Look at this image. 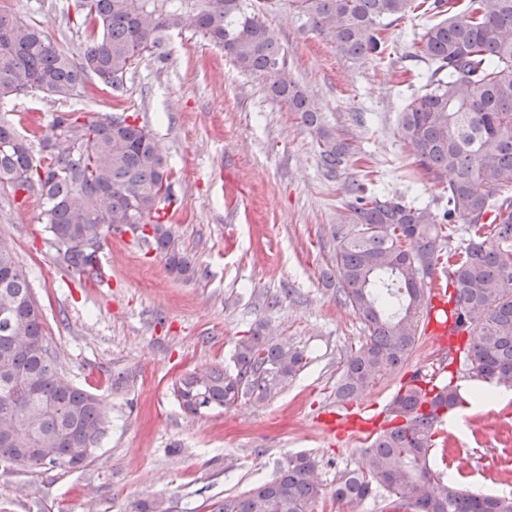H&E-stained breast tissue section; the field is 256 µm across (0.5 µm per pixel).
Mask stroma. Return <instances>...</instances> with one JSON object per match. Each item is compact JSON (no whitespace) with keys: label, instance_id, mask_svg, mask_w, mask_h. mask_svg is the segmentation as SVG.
I'll return each mask as SVG.
<instances>
[{"label":"stroma","instance_id":"obj_1","mask_svg":"<svg viewBox=\"0 0 512 512\" xmlns=\"http://www.w3.org/2000/svg\"><path fill=\"white\" fill-rule=\"evenodd\" d=\"M43 26L70 55L84 34L75 0H0V8ZM292 77L324 121L359 142L377 173L374 189L440 210L441 188L413 178L415 159L397 126L426 63L413 56L425 18L388 29L384 60L354 61L291 0H267ZM124 80L122 104L154 133L172 167L179 202L171 226L195 276L170 274L162 255L132 234L109 237L101 262L111 282L95 287L65 274L40 220L41 200L0 187V242L23 267L57 353L59 370L95 393L112 426L86 468L0 474V512H130L161 499L173 512H211L215 502L270 478L286 455L319 462L324 494L314 512H379L374 500L336 501L341 472L363 467L365 447L317 421L327 409L384 412L412 371L433 374L442 352L422 337L403 369L356 401L336 385L347 354L366 335L336 301L333 229L341 186L325 179L312 137L297 113L270 96L262 79L237 71L223 49L185 31L167 39ZM113 100L96 83L57 100L40 92L0 107L24 134L62 112L90 116ZM304 349L307 366L262 403L239 399L203 415L185 413L174 393L184 375L233 369L238 341L258 329ZM124 382L116 386L113 375ZM449 475L473 493L512 492V398L445 424Z\"/></svg>","mask_w":512,"mask_h":512}]
</instances>
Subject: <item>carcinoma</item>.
Instances as JSON below:
<instances>
[{"label": "carcinoma", "instance_id": "cac0c4a2", "mask_svg": "<svg viewBox=\"0 0 512 512\" xmlns=\"http://www.w3.org/2000/svg\"><path fill=\"white\" fill-rule=\"evenodd\" d=\"M343 56L382 59L383 33L415 0H292ZM432 22L417 34L415 57L428 64L418 92L400 113L398 134L423 176L448 202L434 213L359 181L342 183L346 212L336 225V297L365 323L367 336L347 356L336 387L341 402L358 399L403 368L427 318L430 279L447 264L453 292L451 331L464 368L490 387L512 389V0H422ZM262 0H76L73 24L86 34L80 59L41 26L0 12V104L33 90L58 99L85 91L90 76L114 93L126 74L162 49L177 31H192L224 49L236 69L299 114L324 175L341 179L360 147L328 126L292 79ZM103 113L65 112L40 132L39 152L0 120V185L45 199L42 223L56 261L80 278L102 269L103 241L129 230L189 279L190 258L175 248L159 211L176 203L173 173L154 134L134 113L106 124ZM464 225L457 247L444 227ZM98 245L92 252L76 244ZM0 470L80 469L94 457L110 418L98 398L65 379L27 276L0 244ZM234 371L189 374L174 387L183 409L198 415L241 398L262 402L306 365L305 351L260 330L236 346ZM456 374L413 375L389 408L396 423L366 448V469L342 473L338 501L379 496L406 512H512V496L471 493L434 468L432 437L441 411L464 403ZM318 462L290 454L268 480L226 496L212 512H314L323 495ZM134 512H172L158 499Z\"/></svg>", "mask_w": 512, "mask_h": 512}]
</instances>
